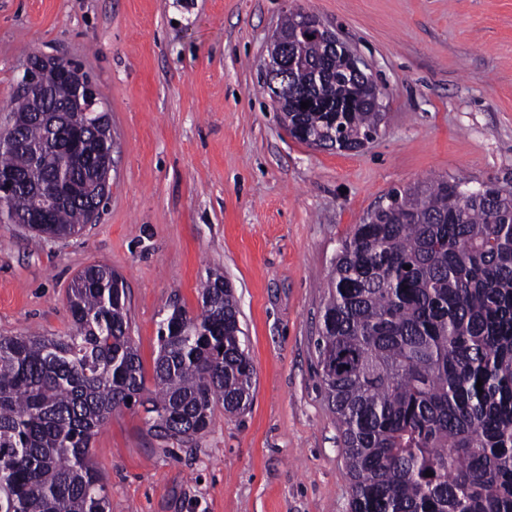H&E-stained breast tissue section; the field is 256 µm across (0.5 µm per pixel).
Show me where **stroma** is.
Masks as SVG:
<instances>
[{
    "label": "stroma",
    "instance_id": "35a3bbf8",
    "mask_svg": "<svg viewBox=\"0 0 512 512\" xmlns=\"http://www.w3.org/2000/svg\"><path fill=\"white\" fill-rule=\"evenodd\" d=\"M315 14L384 89L354 152L291 138L263 86L292 7ZM76 62L117 139L97 221L68 239L0 224V336L60 334L67 291L104 264L126 285L152 374L159 321L234 289L255 382L186 444L141 408L93 441L109 512H349L351 482L316 340L341 242L394 189L433 177L512 187V0H0V117L29 54Z\"/></svg>",
    "mask_w": 512,
    "mask_h": 512
}]
</instances>
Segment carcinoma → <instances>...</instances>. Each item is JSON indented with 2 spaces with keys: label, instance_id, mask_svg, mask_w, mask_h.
I'll return each mask as SVG.
<instances>
[{
  "label": "carcinoma",
  "instance_id": "carcinoma-1",
  "mask_svg": "<svg viewBox=\"0 0 512 512\" xmlns=\"http://www.w3.org/2000/svg\"><path fill=\"white\" fill-rule=\"evenodd\" d=\"M279 35L302 64L288 88L315 101L288 123L321 149L375 138L384 113L372 84L346 82L344 56L330 64L294 16ZM318 66L326 74L309 89ZM49 108L33 111L19 90L0 128V171L22 178L0 200V224L25 223L46 185L76 181L81 194L50 223L28 225L62 239L82 233L100 191L96 170L57 151V132L110 144L69 83H52ZM68 309L61 335L0 336V512H107L90 449L116 410L137 404L156 438L184 443L216 406L235 416L249 405L254 367L223 273L209 272L199 313L174 305L159 322L151 389L118 273L86 267ZM317 350L350 512H512V191L468 194L449 179L391 191L336 253Z\"/></svg>",
  "mask_w": 512,
  "mask_h": 512
}]
</instances>
